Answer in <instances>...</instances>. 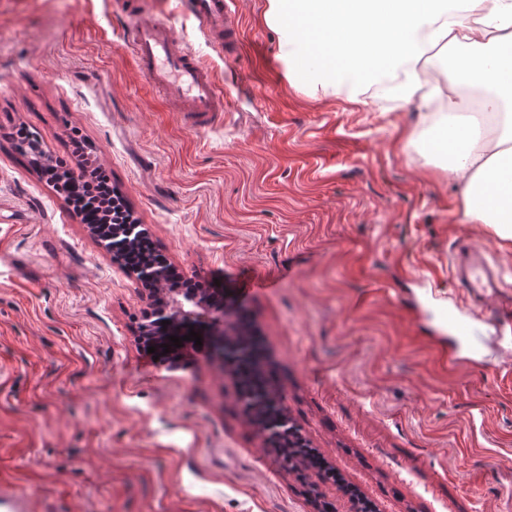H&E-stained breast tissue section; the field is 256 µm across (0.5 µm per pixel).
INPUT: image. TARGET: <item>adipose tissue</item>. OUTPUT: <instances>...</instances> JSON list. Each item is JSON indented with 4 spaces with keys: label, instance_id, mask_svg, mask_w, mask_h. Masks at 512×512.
Masks as SVG:
<instances>
[{
    "label": "adipose tissue",
    "instance_id": "adipose-tissue-1",
    "mask_svg": "<svg viewBox=\"0 0 512 512\" xmlns=\"http://www.w3.org/2000/svg\"><path fill=\"white\" fill-rule=\"evenodd\" d=\"M293 85L365 102L390 87L422 108L410 135L461 185L459 216L512 242V0H268ZM448 69L430 73L434 49Z\"/></svg>",
    "mask_w": 512,
    "mask_h": 512
}]
</instances>
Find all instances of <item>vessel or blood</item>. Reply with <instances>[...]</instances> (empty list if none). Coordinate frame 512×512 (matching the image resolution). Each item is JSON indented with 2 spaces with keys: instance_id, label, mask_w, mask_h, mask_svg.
Segmentation results:
<instances>
[{
  "instance_id": "vessel-or-blood-1",
  "label": "vessel or blood",
  "mask_w": 512,
  "mask_h": 512,
  "mask_svg": "<svg viewBox=\"0 0 512 512\" xmlns=\"http://www.w3.org/2000/svg\"><path fill=\"white\" fill-rule=\"evenodd\" d=\"M231 0H193L190 11L204 35L215 37L226 52H234L240 30L230 7ZM128 16L129 42L142 73L163 89L167 99L181 112L210 116L224 109V91L210 70L184 44L173 40L164 20L131 4ZM460 287L475 297L486 296L501 286L490 270L484 254L459 249L454 260Z\"/></svg>"
}]
</instances>
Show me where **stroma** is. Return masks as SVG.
I'll list each match as a JSON object with an SVG mask.
<instances>
[{"instance_id":"1","label":"stroma","mask_w":512,"mask_h":512,"mask_svg":"<svg viewBox=\"0 0 512 512\" xmlns=\"http://www.w3.org/2000/svg\"><path fill=\"white\" fill-rule=\"evenodd\" d=\"M177 0H144L227 95L206 130L128 46L126 0H0V484L35 512H512V315L453 278L512 244L457 219L456 179L403 139L417 108L289 84L267 0H234L240 47ZM82 130L160 252L234 299L288 411L343 484H301L244 418L233 374L188 352L149 368L150 300L10 137L48 155ZM472 333L454 335L449 312Z\"/></svg>"}]
</instances>
